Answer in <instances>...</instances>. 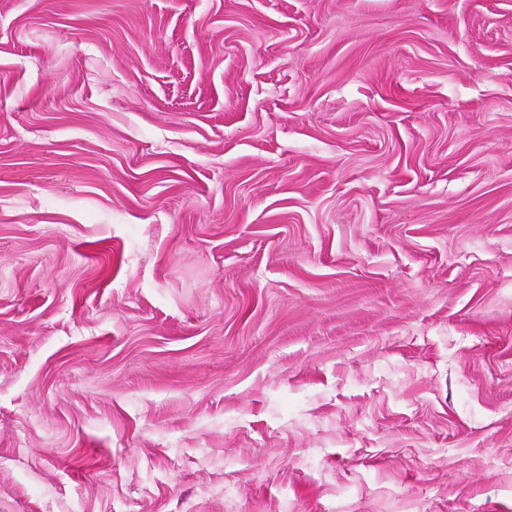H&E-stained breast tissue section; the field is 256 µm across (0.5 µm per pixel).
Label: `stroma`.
<instances>
[{
  "label": "stroma",
  "mask_w": 512,
  "mask_h": 512,
  "mask_svg": "<svg viewBox=\"0 0 512 512\" xmlns=\"http://www.w3.org/2000/svg\"><path fill=\"white\" fill-rule=\"evenodd\" d=\"M0 512H512V0H0Z\"/></svg>",
  "instance_id": "1"
}]
</instances>
